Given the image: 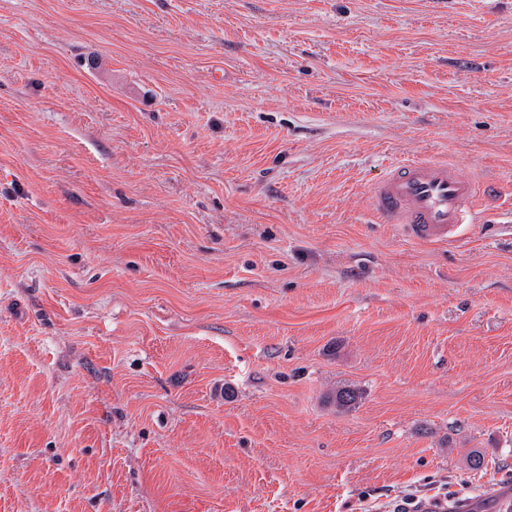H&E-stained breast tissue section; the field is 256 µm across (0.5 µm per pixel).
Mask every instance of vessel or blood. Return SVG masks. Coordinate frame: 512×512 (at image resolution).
<instances>
[{"label": "vessel or blood", "mask_w": 512, "mask_h": 512, "mask_svg": "<svg viewBox=\"0 0 512 512\" xmlns=\"http://www.w3.org/2000/svg\"><path fill=\"white\" fill-rule=\"evenodd\" d=\"M479 192L475 179L447 161L412 158L391 163L369 200L380 222L400 225L409 238L449 243L472 217Z\"/></svg>", "instance_id": "b4317fda"}]
</instances>
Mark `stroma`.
I'll return each mask as SVG.
<instances>
[{"label":"stroma","mask_w":512,"mask_h":512,"mask_svg":"<svg viewBox=\"0 0 512 512\" xmlns=\"http://www.w3.org/2000/svg\"><path fill=\"white\" fill-rule=\"evenodd\" d=\"M435 493L512 500V0H0V512ZM480 187L446 160L417 158L390 164L369 191L370 207L383 224H400L409 238L449 243L474 213Z\"/></svg>","instance_id":"obj_1"}]
</instances>
